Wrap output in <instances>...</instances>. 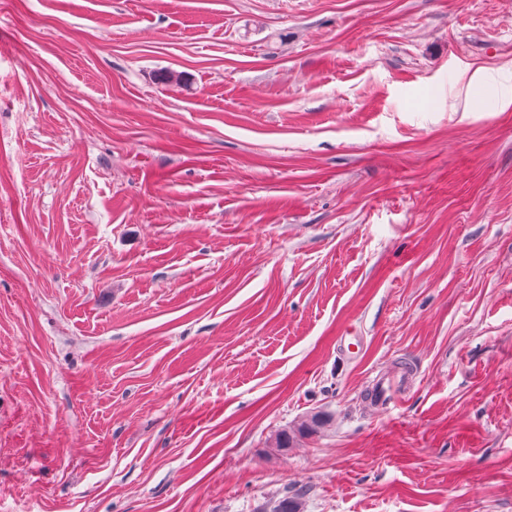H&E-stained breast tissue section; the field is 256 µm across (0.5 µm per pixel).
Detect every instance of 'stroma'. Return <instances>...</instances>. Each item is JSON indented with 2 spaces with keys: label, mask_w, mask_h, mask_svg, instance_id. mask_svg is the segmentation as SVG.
I'll return each mask as SVG.
<instances>
[{
  "label": "stroma",
  "mask_w": 512,
  "mask_h": 512,
  "mask_svg": "<svg viewBox=\"0 0 512 512\" xmlns=\"http://www.w3.org/2000/svg\"><path fill=\"white\" fill-rule=\"evenodd\" d=\"M295 495L512 512V0H0V512ZM396 398L394 380L391 376H379L373 385L371 401L383 408Z\"/></svg>",
  "instance_id": "stroma-1"
}]
</instances>
